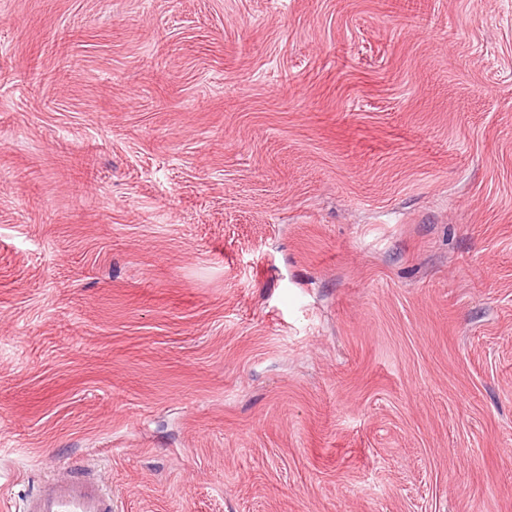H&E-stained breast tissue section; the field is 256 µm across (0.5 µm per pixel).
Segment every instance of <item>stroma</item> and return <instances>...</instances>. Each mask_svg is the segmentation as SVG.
Returning <instances> with one entry per match:
<instances>
[{"mask_svg":"<svg viewBox=\"0 0 512 512\" xmlns=\"http://www.w3.org/2000/svg\"><path fill=\"white\" fill-rule=\"evenodd\" d=\"M512 512V0H0V512ZM24 512H112V491L97 477L66 469L43 481Z\"/></svg>","mask_w":512,"mask_h":512,"instance_id":"35a3bbf8","label":"stroma"}]
</instances>
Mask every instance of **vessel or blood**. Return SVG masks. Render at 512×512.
<instances>
[{
    "instance_id": "vessel-or-blood-1",
    "label": "vessel or blood",
    "mask_w": 512,
    "mask_h": 512,
    "mask_svg": "<svg viewBox=\"0 0 512 512\" xmlns=\"http://www.w3.org/2000/svg\"><path fill=\"white\" fill-rule=\"evenodd\" d=\"M23 512H112V492L99 478L70 469L43 481Z\"/></svg>"
}]
</instances>
